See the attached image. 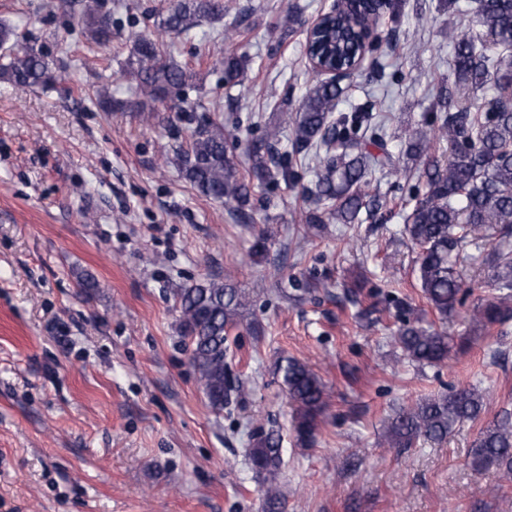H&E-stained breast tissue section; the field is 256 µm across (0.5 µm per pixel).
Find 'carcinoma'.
I'll return each instance as SVG.
<instances>
[{
	"mask_svg": "<svg viewBox=\"0 0 512 512\" xmlns=\"http://www.w3.org/2000/svg\"><path fill=\"white\" fill-rule=\"evenodd\" d=\"M224 16L220 0H176L158 26L186 40L206 18ZM88 39L98 45L112 40V15L87 12L77 20ZM356 29L338 15L322 17L313 38L305 39L307 56L324 58V66L347 64ZM16 29L0 22V80L20 86L46 88L53 84L50 60L41 49L23 47ZM512 0H480L476 16L464 27L450 69L458 86L456 95L441 87L433 101L432 116L405 132L410 148L420 159L416 184L408 190L412 207L406 214L405 232L419 247L417 280L421 291L440 315L463 303L464 281L457 269L460 252L474 248L485 253L483 265L499 296L474 307L475 329L512 320ZM131 72L135 87L130 97L113 101L121 112H143L151 118L155 104L182 100L190 73L148 37L135 38ZM224 83L240 82L243 61L229 55L220 60ZM314 71L312 86L302 97L293 121L292 151L278 148L279 130L249 146L251 178L233 164L231 148L238 138L211 111L182 109L186 123L184 141L173 149L183 179L201 195L224 203L237 216L246 215L255 190L279 181L300 182L298 163L316 159L313 178L301 186L305 201L314 208L307 224L336 220L341 224L375 223L383 204L378 193L365 190L367 174L378 167L396 168L393 156L375 155L369 145H380L383 125L358 105L338 109L343 89ZM184 332L191 342V363L213 408L221 410L241 385L231 378L224 362L228 333L246 295L227 283L209 281L174 292ZM402 326L396 341L404 356L421 366H438L455 348L445 332L418 324L415 309L400 304ZM288 399L296 407L295 431L302 444L310 442L326 409L325 385L306 364L282 357L276 365ZM484 395L475 386L425 398L404 409L386 434L390 448H410L420 440L442 442L465 421L480 419ZM282 440L271 430L260 434L248 449V460L258 474L272 476L281 463ZM470 466L512 477V413H504L480 429L473 443ZM265 512H280L282 493L271 483L264 491Z\"/></svg>",
	"mask_w": 512,
	"mask_h": 512,
	"instance_id": "obj_1",
	"label": "carcinoma"
}]
</instances>
